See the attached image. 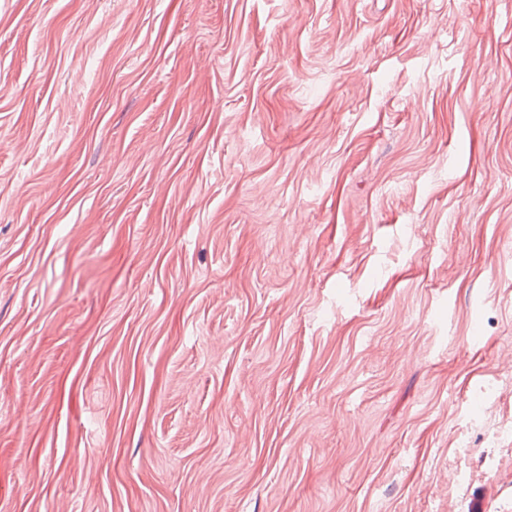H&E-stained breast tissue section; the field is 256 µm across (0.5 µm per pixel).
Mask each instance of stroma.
<instances>
[{
  "label": "stroma",
  "mask_w": 512,
  "mask_h": 512,
  "mask_svg": "<svg viewBox=\"0 0 512 512\" xmlns=\"http://www.w3.org/2000/svg\"><path fill=\"white\" fill-rule=\"evenodd\" d=\"M512 0H0V512H512Z\"/></svg>",
  "instance_id": "35a3bbf8"
}]
</instances>
